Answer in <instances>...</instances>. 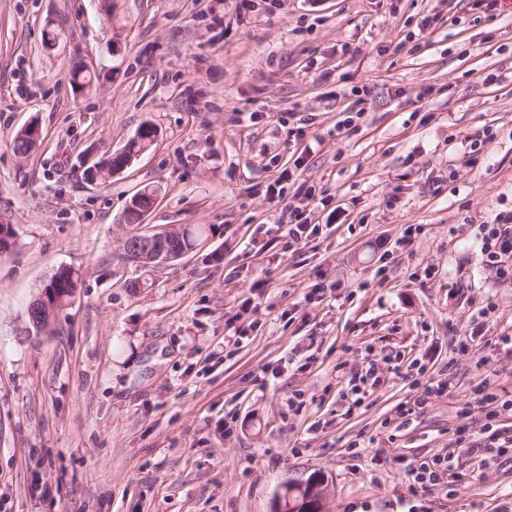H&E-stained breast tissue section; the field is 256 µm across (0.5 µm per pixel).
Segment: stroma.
I'll use <instances>...</instances> for the list:
<instances>
[{"instance_id":"1","label":"stroma","mask_w":512,"mask_h":512,"mask_svg":"<svg viewBox=\"0 0 512 512\" xmlns=\"http://www.w3.org/2000/svg\"><path fill=\"white\" fill-rule=\"evenodd\" d=\"M78 63L92 87L71 85ZM357 89L367 110L337 131ZM146 122L154 146L88 183ZM288 167L341 223L266 197ZM147 185L148 228L203 226L200 252L121 259ZM293 206L319 232L286 252L272 232ZM506 215L512 0H0V512H270L315 473L331 512H512V455L484 466L459 438L483 374L512 392V282L481 252ZM62 266L80 285L37 330ZM423 374L444 392L418 408ZM436 455L451 470L413 488L406 462ZM44 287L28 309L31 322L38 328L50 327L55 314L60 309L53 292L51 290L46 292Z\"/></svg>"}]
</instances>
